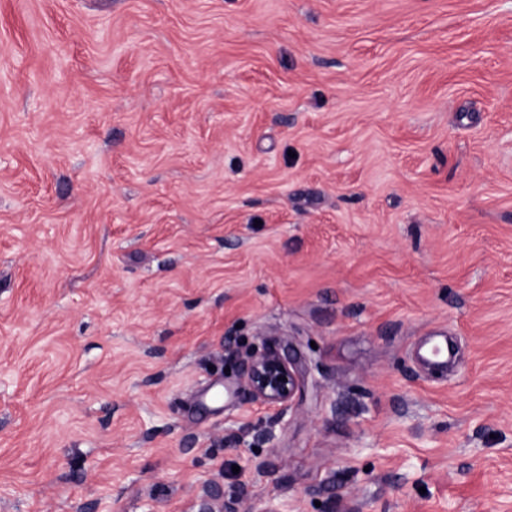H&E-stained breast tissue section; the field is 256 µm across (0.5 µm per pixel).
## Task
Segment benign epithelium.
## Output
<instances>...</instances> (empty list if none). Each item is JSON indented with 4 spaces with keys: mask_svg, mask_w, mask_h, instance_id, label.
Segmentation results:
<instances>
[{
    "mask_svg": "<svg viewBox=\"0 0 512 512\" xmlns=\"http://www.w3.org/2000/svg\"><path fill=\"white\" fill-rule=\"evenodd\" d=\"M242 366V386L250 398L283 418L300 389L295 363L276 350H263L243 358ZM198 512H239V500L225 498L223 489L210 485L200 497Z\"/></svg>",
    "mask_w": 512,
    "mask_h": 512,
    "instance_id": "benign-epithelium-1",
    "label": "benign epithelium"
}]
</instances>
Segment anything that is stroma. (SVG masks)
Wrapping results in <instances>:
<instances>
[{"instance_id": "1", "label": "stroma", "mask_w": 512, "mask_h": 512, "mask_svg": "<svg viewBox=\"0 0 512 512\" xmlns=\"http://www.w3.org/2000/svg\"><path fill=\"white\" fill-rule=\"evenodd\" d=\"M212 483L512 512V0H0V512ZM241 361L242 386L250 398L277 409V417L282 419L300 389L295 363L276 350L254 352Z\"/></svg>"}]
</instances>
